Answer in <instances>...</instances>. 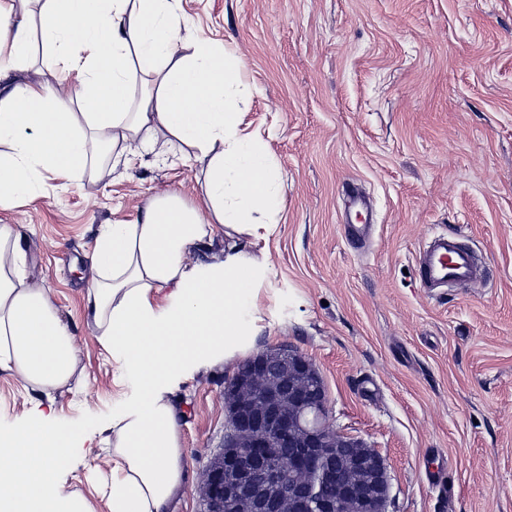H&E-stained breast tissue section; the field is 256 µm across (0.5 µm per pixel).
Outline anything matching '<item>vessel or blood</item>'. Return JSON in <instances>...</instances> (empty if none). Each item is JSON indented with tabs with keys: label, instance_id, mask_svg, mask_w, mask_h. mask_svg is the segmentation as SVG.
<instances>
[{
	"label": "vessel or blood",
	"instance_id": "1",
	"mask_svg": "<svg viewBox=\"0 0 512 512\" xmlns=\"http://www.w3.org/2000/svg\"><path fill=\"white\" fill-rule=\"evenodd\" d=\"M481 272L477 254L464 247L455 234H434L415 259L416 278L431 297L448 287L470 286L479 281Z\"/></svg>",
	"mask_w": 512,
	"mask_h": 512
}]
</instances>
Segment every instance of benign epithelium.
<instances>
[{"mask_svg": "<svg viewBox=\"0 0 512 512\" xmlns=\"http://www.w3.org/2000/svg\"><path fill=\"white\" fill-rule=\"evenodd\" d=\"M224 397V444L199 488L204 512H384L385 458L327 422L322 379L301 353H257Z\"/></svg>", "mask_w": 512, "mask_h": 512, "instance_id": "7a95c632", "label": "benign epithelium"}]
</instances>
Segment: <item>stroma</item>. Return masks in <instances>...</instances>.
Returning <instances> with one entry per match:
<instances>
[{
	"label": "stroma",
	"mask_w": 512,
	"mask_h": 512,
	"mask_svg": "<svg viewBox=\"0 0 512 512\" xmlns=\"http://www.w3.org/2000/svg\"><path fill=\"white\" fill-rule=\"evenodd\" d=\"M191 34L241 56V130L259 132L281 175L253 352L309 359L328 419L389 465L387 512H512V0H180ZM203 165L144 151L97 176L46 174L32 200L0 207L19 234L25 284L48 288L77 347L81 385L44 395L0 369V433L33 410L83 427L56 466L64 495L111 512L101 427L126 389L94 333L85 291L109 224L167 192L201 202ZM373 243L344 233L350 194ZM459 234L482 281L429 298L413 257ZM237 362L191 372L171 400L185 450L170 512H202L199 486L224 440ZM445 464L448 490L426 479Z\"/></svg>",
	"instance_id": "stroma-1"
}]
</instances>
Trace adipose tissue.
<instances>
[{
    "mask_svg": "<svg viewBox=\"0 0 512 512\" xmlns=\"http://www.w3.org/2000/svg\"><path fill=\"white\" fill-rule=\"evenodd\" d=\"M188 27L179 0H0V206L36 196L44 173L82 176L141 148L206 162L200 205L156 197L93 256L86 306L131 387L112 415L111 512H169L184 471L172 389L244 353L261 319L262 263L237 251L190 268L187 253L219 234L268 238L281 205L265 144L239 129L241 59ZM37 35L55 61L77 52L70 101L20 79ZM23 262L1 225L0 368L48 393L70 383L77 350L47 289L14 283ZM80 437L39 410L0 436V512H88L53 475Z\"/></svg>",
    "mask_w": 512,
    "mask_h": 512,
    "instance_id": "obj_1",
    "label": "adipose tissue"
}]
</instances>
